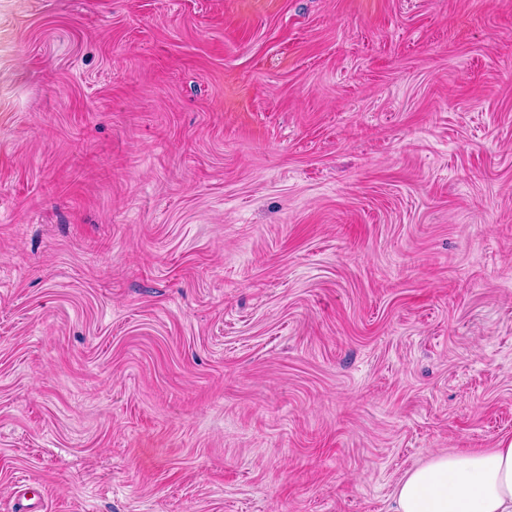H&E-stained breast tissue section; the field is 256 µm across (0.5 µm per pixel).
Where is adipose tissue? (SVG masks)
I'll return each instance as SVG.
<instances>
[{
  "mask_svg": "<svg viewBox=\"0 0 512 512\" xmlns=\"http://www.w3.org/2000/svg\"><path fill=\"white\" fill-rule=\"evenodd\" d=\"M393 512H512V441L433 455L402 478Z\"/></svg>",
  "mask_w": 512,
  "mask_h": 512,
  "instance_id": "obj_1",
  "label": "adipose tissue"
}]
</instances>
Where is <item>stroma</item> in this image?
<instances>
[{"instance_id": "35a3bbf8", "label": "stroma", "mask_w": 512, "mask_h": 512, "mask_svg": "<svg viewBox=\"0 0 512 512\" xmlns=\"http://www.w3.org/2000/svg\"><path fill=\"white\" fill-rule=\"evenodd\" d=\"M512 440V0H0V512H393Z\"/></svg>"}]
</instances>
